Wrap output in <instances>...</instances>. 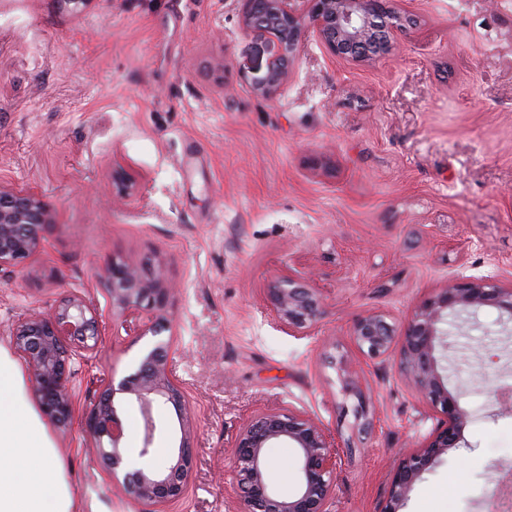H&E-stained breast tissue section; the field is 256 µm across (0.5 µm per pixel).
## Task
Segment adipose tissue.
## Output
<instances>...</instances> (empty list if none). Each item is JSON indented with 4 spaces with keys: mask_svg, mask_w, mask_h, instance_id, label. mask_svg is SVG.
I'll return each instance as SVG.
<instances>
[{
    "mask_svg": "<svg viewBox=\"0 0 512 512\" xmlns=\"http://www.w3.org/2000/svg\"><path fill=\"white\" fill-rule=\"evenodd\" d=\"M0 512H78L48 428L25 378L0 346Z\"/></svg>",
    "mask_w": 512,
    "mask_h": 512,
    "instance_id": "adipose-tissue-1",
    "label": "adipose tissue"
}]
</instances>
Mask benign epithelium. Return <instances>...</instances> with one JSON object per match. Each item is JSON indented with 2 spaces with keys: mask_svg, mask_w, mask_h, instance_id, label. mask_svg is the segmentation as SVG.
Wrapping results in <instances>:
<instances>
[{
  "mask_svg": "<svg viewBox=\"0 0 512 512\" xmlns=\"http://www.w3.org/2000/svg\"><path fill=\"white\" fill-rule=\"evenodd\" d=\"M243 28L270 48L265 63L256 67L252 91L272 98L294 65L304 27L313 28L326 52L352 62L376 60L392 54L397 34L411 24L390 0H241ZM137 183L118 167L112 187L130 194ZM53 223L49 205L30 188L0 186V270L22 268L38 255L45 233ZM97 279L106 290L112 315L144 314L140 335L157 338L140 356L132 373L100 388L85 419L84 431L111 481L138 501L166 506L186 493L194 471L191 445L193 428L182 387L172 375V331L169 304L175 288L160 270L114 257L103 265ZM267 298L280 323L298 334L308 332L323 316L321 296L299 276L272 281ZM484 307L498 310L512 323V286L492 277L452 276L425 298L403 326L400 369L413 390L440 410L446 421L426 442L401 458L394 468L383 512H402L411 491L439 460L466 446L463 432L471 414L460 403L465 393L452 382L443 351L453 321ZM100 310L76 293L61 296L44 312L27 314L10 330L13 349L28 370L29 383L40 412L53 424L67 428L75 413L71 384L78 350L96 348L100 336ZM395 330L385 316H358L351 339L370 358L386 356ZM137 406L144 420L143 446L133 452L121 446L124 436L119 407ZM173 407L180 425L178 444L169 448L172 463L165 469L150 467L157 424L154 408ZM285 443L295 449L298 484L284 495L269 481L270 462L265 449ZM233 485L240 512H327L336 487L338 451L322 424L302 412L258 411L238 430L230 448Z\"/></svg>",
  "mask_w": 512,
  "mask_h": 512,
  "instance_id": "obj_1",
  "label": "benign epithelium"
}]
</instances>
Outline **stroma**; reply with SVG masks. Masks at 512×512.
Segmentation results:
<instances>
[{"label": "stroma", "instance_id": "obj_1", "mask_svg": "<svg viewBox=\"0 0 512 512\" xmlns=\"http://www.w3.org/2000/svg\"><path fill=\"white\" fill-rule=\"evenodd\" d=\"M415 24L392 55L349 62L305 30L287 82L255 96L243 73L264 45L239 0H0V183L49 203L43 250L0 275V344L66 291L105 316L74 366L75 414L55 435L80 512H235L230 445L251 413L318 418L340 450L330 512H382L399 455L443 420L399 368L361 354L365 313L395 327L454 274L512 283V0H393ZM138 191L118 201L112 168ZM160 264L171 300L172 369L194 422L193 480L154 510L110 481L83 431L101 379L142 347L108 316L96 273L112 257ZM296 272L324 300L290 335L266 300ZM485 308L469 349L468 442L415 484L403 512H488L512 471V329ZM360 368L373 429L352 428L340 363Z\"/></svg>", "mask_w": 512, "mask_h": 512}]
</instances>
